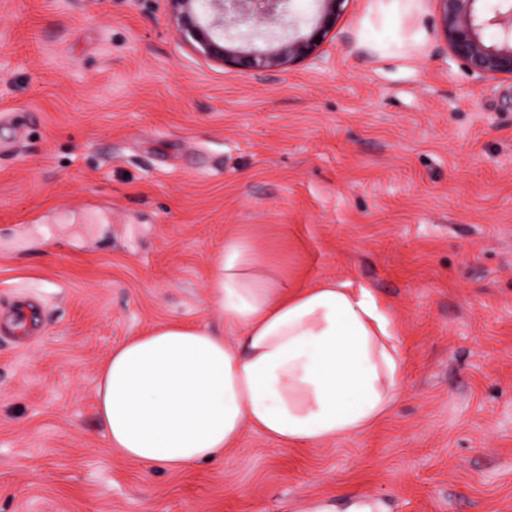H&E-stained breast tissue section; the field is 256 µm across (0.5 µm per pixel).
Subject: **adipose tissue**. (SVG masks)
I'll use <instances>...</instances> for the list:
<instances>
[{"label": "adipose tissue", "instance_id": "obj_1", "mask_svg": "<svg viewBox=\"0 0 512 512\" xmlns=\"http://www.w3.org/2000/svg\"><path fill=\"white\" fill-rule=\"evenodd\" d=\"M209 301L224 333L159 325L100 366L96 415L128 461L187 471L248 431L316 446L366 432L395 403L398 328L369 288L289 281L232 234Z\"/></svg>", "mask_w": 512, "mask_h": 512}]
</instances>
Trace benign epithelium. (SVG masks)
<instances>
[{
    "label": "benign epithelium",
    "instance_id": "7a95c632",
    "mask_svg": "<svg viewBox=\"0 0 512 512\" xmlns=\"http://www.w3.org/2000/svg\"><path fill=\"white\" fill-rule=\"evenodd\" d=\"M178 33L199 55L241 72L259 73L317 58L321 43L333 31L348 0H316V17L306 21L295 11V0H167ZM449 54L482 79L512 80V4L481 15L482 0H436ZM288 20L304 34L269 44L265 50L247 46L252 33L266 22Z\"/></svg>",
    "mask_w": 512,
    "mask_h": 512
}]
</instances>
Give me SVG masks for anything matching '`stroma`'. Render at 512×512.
I'll use <instances>...</instances> for the list:
<instances>
[{
	"mask_svg": "<svg viewBox=\"0 0 512 512\" xmlns=\"http://www.w3.org/2000/svg\"><path fill=\"white\" fill-rule=\"evenodd\" d=\"M370 288L397 399L367 432H246L176 473L108 446L95 384L153 326L222 327L227 235ZM39 315L27 344L6 326ZM512 512V81L452 60L435 0H348L317 62L196 54L166 0H0V512ZM383 503L377 499L353 493L342 502L319 503L309 512H386Z\"/></svg>",
	"mask_w": 512,
	"mask_h": 512,
	"instance_id": "obj_1",
	"label": "stroma"
}]
</instances>
